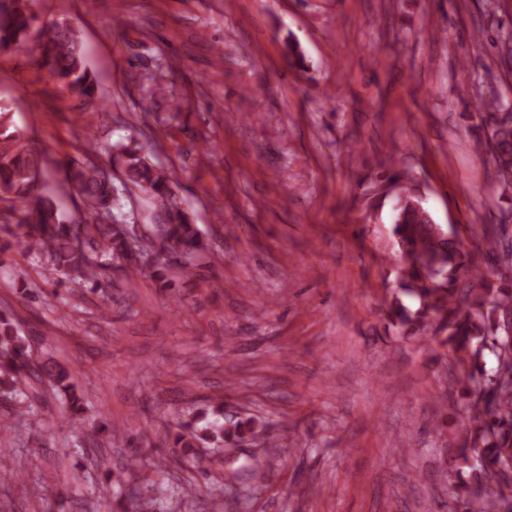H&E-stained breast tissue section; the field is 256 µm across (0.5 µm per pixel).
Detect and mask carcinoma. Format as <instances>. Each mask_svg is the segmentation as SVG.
I'll return each mask as SVG.
<instances>
[{
    "label": "carcinoma",
    "instance_id": "carcinoma-1",
    "mask_svg": "<svg viewBox=\"0 0 512 512\" xmlns=\"http://www.w3.org/2000/svg\"><path fill=\"white\" fill-rule=\"evenodd\" d=\"M34 15L30 0H0V50H32L41 67L62 81L77 97L93 96L95 77L86 65L82 43L67 24L39 28L35 47H28ZM500 99L481 101L477 152L489 156L487 189L502 199L512 193V112ZM112 154L124 169L116 185L104 176V167L91 159L69 163V178L82 201L86 223L67 220L54 198L43 193L44 183L33 176L39 170L37 148L23 130L3 121L0 113V199L23 205L11 229L13 245L25 254L45 260L48 278L65 276L98 282L119 263L128 284L141 278H164L178 252L191 261L180 263L181 276L198 275L194 255L205 250L201 233L176 201L172 173L151 164L138 148L118 142ZM392 167L375 175L373 188L399 185L392 233L399 250L395 286L387 289L381 315L403 336H418L436 345L438 357L450 360L449 376L458 388L462 416L457 434L458 457L471 470V480L454 486L449 512H512V336L504 317L512 314V238L505 225L482 230L484 246L472 248L441 235L423 199L413 185L401 183ZM138 189L154 207L165 211L167 223L152 224L158 261L147 267L130 249L119 224H101L98 218L117 207L122 190ZM495 368L486 369V356ZM49 383L66 404L69 425L82 423L84 389L59 362L38 361L29 352L12 318L0 313V399H37V387ZM211 418L179 419L167 432V447L177 461L203 462L199 449L240 443L258 435L253 418L224 419L223 397L210 399ZM132 512H156V501L139 491L126 494Z\"/></svg>",
    "mask_w": 512,
    "mask_h": 512
}]
</instances>
